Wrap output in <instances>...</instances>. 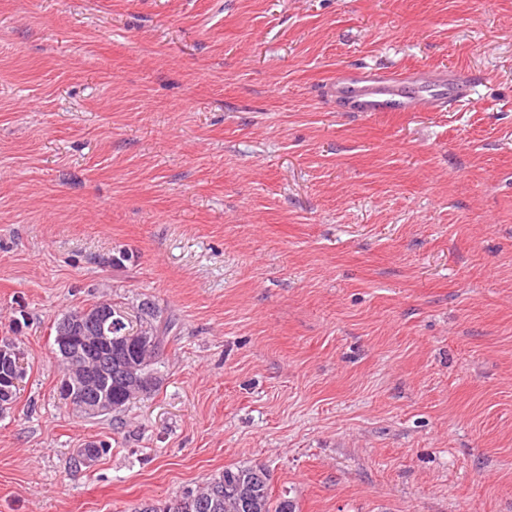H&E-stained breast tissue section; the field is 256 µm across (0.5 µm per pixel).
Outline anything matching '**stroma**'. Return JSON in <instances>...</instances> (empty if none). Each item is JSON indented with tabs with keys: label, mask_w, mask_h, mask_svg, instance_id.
<instances>
[{
	"label": "stroma",
	"mask_w": 512,
	"mask_h": 512,
	"mask_svg": "<svg viewBox=\"0 0 512 512\" xmlns=\"http://www.w3.org/2000/svg\"><path fill=\"white\" fill-rule=\"evenodd\" d=\"M344 69L471 95L347 112ZM103 300L173 329L87 418L55 323ZM1 336L0 512L248 465L298 512H512V0H0ZM12 349L10 346H8V342H3V340L0 341V358L3 359L5 357L10 358L12 361H14V370L16 374H21V372H25L24 363L18 362L13 360L12 358ZM7 359L1 360V367H0V412L4 413L5 411L11 409L12 404L14 403L17 395V388L13 385H7V383L2 382L3 380L6 381L7 378L12 377L14 374L13 370V363L12 361L7 362ZM3 384V385H2ZM1 388H10L13 393L11 395H5L1 392Z\"/></svg>",
	"instance_id": "obj_1"
}]
</instances>
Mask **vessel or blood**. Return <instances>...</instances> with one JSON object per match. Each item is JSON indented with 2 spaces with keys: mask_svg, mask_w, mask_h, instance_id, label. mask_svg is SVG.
<instances>
[{
  "mask_svg": "<svg viewBox=\"0 0 512 512\" xmlns=\"http://www.w3.org/2000/svg\"><path fill=\"white\" fill-rule=\"evenodd\" d=\"M336 84L355 112H410L419 108L435 112L446 105L443 98L424 94L405 75L387 78L367 71L342 72Z\"/></svg>",
  "mask_w": 512,
  "mask_h": 512,
  "instance_id": "vessel-or-blood-1",
  "label": "vessel or blood"
}]
</instances>
